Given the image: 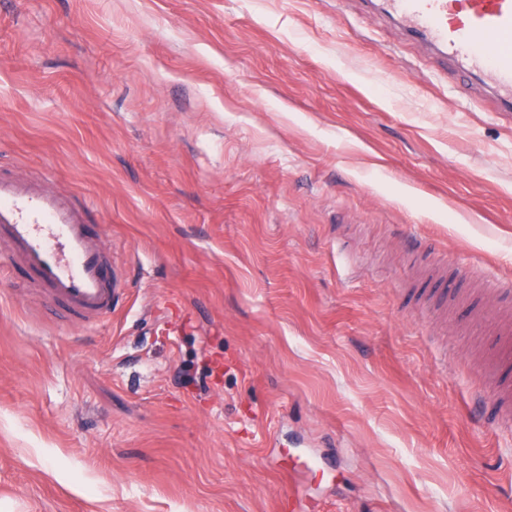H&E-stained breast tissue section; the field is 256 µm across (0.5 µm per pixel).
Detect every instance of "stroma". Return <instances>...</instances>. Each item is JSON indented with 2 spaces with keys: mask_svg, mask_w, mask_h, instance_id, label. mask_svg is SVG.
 <instances>
[{
  "mask_svg": "<svg viewBox=\"0 0 512 512\" xmlns=\"http://www.w3.org/2000/svg\"><path fill=\"white\" fill-rule=\"evenodd\" d=\"M0 168L119 283L78 326L0 275V512H512L458 302L512 280V117L381 10L0 0Z\"/></svg>",
  "mask_w": 512,
  "mask_h": 512,
  "instance_id": "obj_1",
  "label": "stroma"
}]
</instances>
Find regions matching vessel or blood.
I'll use <instances>...</instances> for the list:
<instances>
[{
	"mask_svg": "<svg viewBox=\"0 0 512 512\" xmlns=\"http://www.w3.org/2000/svg\"><path fill=\"white\" fill-rule=\"evenodd\" d=\"M409 37L435 49V62L457 65L478 76L512 112V0H383ZM49 177L21 179L0 173V269L23 268L31 288L76 324L111 315L117 283L112 257L87 222L86 211L49 186ZM483 320L512 319V294H498L477 310ZM492 361L477 371L496 382L512 365V330L501 331ZM495 406L501 423L512 426V383L497 382Z\"/></svg>",
	"mask_w": 512,
	"mask_h": 512,
	"instance_id": "vessel-or-blood-1",
	"label": "vessel or blood"
}]
</instances>
